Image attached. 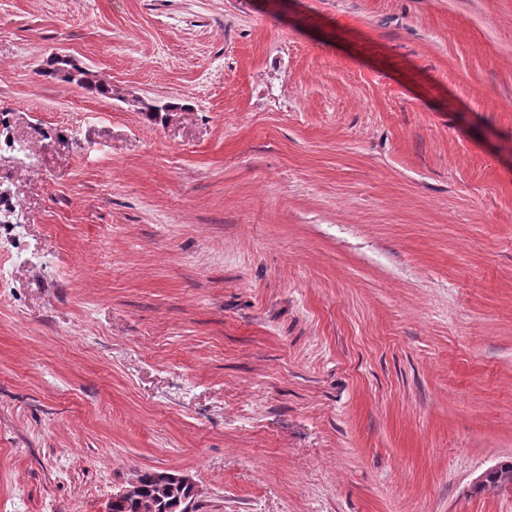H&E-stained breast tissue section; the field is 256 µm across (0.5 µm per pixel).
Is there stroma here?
Listing matches in <instances>:
<instances>
[{
	"instance_id": "35a3bbf8",
	"label": "stroma",
	"mask_w": 512,
	"mask_h": 512,
	"mask_svg": "<svg viewBox=\"0 0 512 512\" xmlns=\"http://www.w3.org/2000/svg\"><path fill=\"white\" fill-rule=\"evenodd\" d=\"M507 460L512 0H0V512H512ZM64 66L68 69L67 72H60L52 69L48 71L47 74L60 76L66 81L74 82L78 86L90 92H96L97 94L105 97L112 95V87L103 82L100 78H95L94 75L90 73V70L80 68L71 62ZM154 472L140 473V492L112 505V512H179L180 508L175 509V506L187 498L191 490L160 485L154 480Z\"/></svg>"
}]
</instances>
